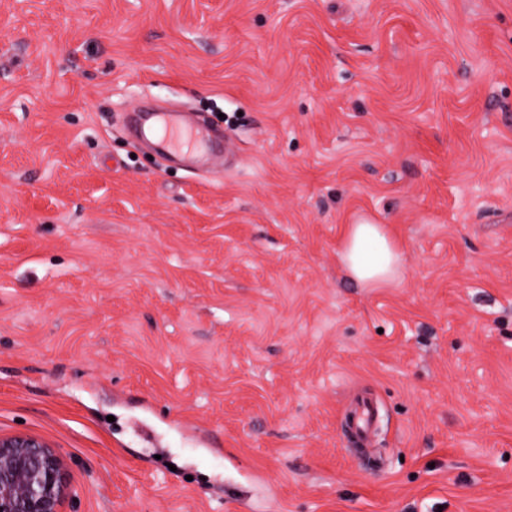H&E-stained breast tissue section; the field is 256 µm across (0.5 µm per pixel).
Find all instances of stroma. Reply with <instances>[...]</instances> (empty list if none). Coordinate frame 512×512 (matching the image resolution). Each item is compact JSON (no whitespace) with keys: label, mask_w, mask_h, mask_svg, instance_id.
<instances>
[{"label":"stroma","mask_w":512,"mask_h":512,"mask_svg":"<svg viewBox=\"0 0 512 512\" xmlns=\"http://www.w3.org/2000/svg\"><path fill=\"white\" fill-rule=\"evenodd\" d=\"M151 105L209 169L131 135ZM363 220L394 282L342 267ZM19 433L61 512H512V0H0ZM168 118L163 122V136L159 143L167 152L180 151L185 146L192 149L206 139V133L202 128L186 126L173 119L171 114L167 113ZM339 258L348 273L365 285L390 282L401 263L384 226L369 223L350 225ZM376 415L377 406L370 398L363 397L356 403L350 429L354 446L364 448L369 445L374 432Z\"/></svg>","instance_id":"stroma-1"}]
</instances>
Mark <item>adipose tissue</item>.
<instances>
[{
  "label": "adipose tissue",
  "instance_id": "1",
  "mask_svg": "<svg viewBox=\"0 0 512 512\" xmlns=\"http://www.w3.org/2000/svg\"><path fill=\"white\" fill-rule=\"evenodd\" d=\"M348 273L366 285L390 282L399 272L401 256L383 225H350L339 252Z\"/></svg>",
  "mask_w": 512,
  "mask_h": 512
}]
</instances>
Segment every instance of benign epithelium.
Instances as JSON below:
<instances>
[{
	"instance_id": "7a95c632",
	"label": "benign epithelium",
	"mask_w": 512,
	"mask_h": 512,
	"mask_svg": "<svg viewBox=\"0 0 512 512\" xmlns=\"http://www.w3.org/2000/svg\"><path fill=\"white\" fill-rule=\"evenodd\" d=\"M61 454L32 435H0V512H59L66 493Z\"/></svg>"
}]
</instances>
